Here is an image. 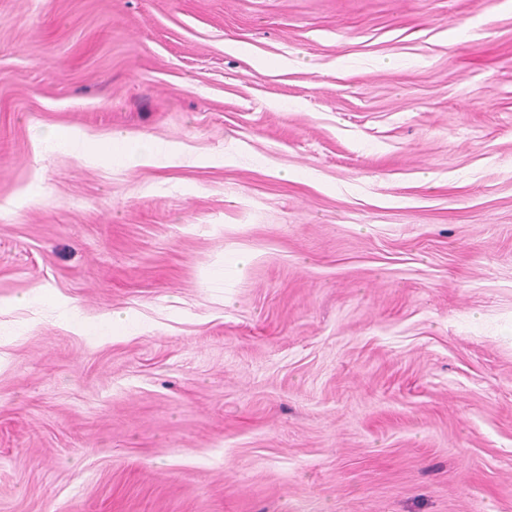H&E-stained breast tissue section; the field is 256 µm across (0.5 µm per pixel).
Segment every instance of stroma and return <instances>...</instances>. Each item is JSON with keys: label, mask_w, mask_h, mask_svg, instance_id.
<instances>
[{"label": "stroma", "mask_w": 512, "mask_h": 512, "mask_svg": "<svg viewBox=\"0 0 512 512\" xmlns=\"http://www.w3.org/2000/svg\"><path fill=\"white\" fill-rule=\"evenodd\" d=\"M0 512H512V0H0ZM188 161V157L177 145H168L161 155L152 152L133 150L126 152L121 158V164L125 167H137L156 165L160 162L167 166H181Z\"/></svg>", "instance_id": "35a3bbf8"}]
</instances>
